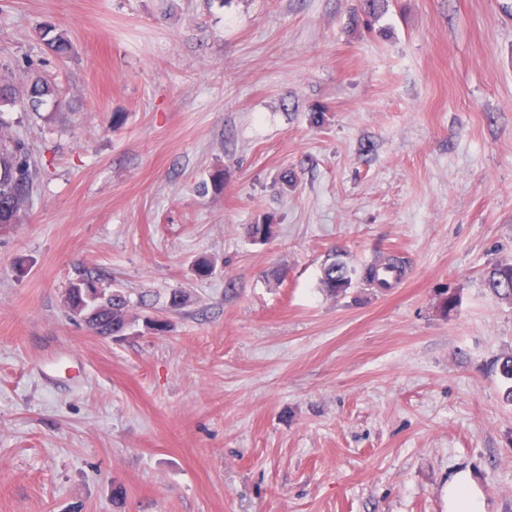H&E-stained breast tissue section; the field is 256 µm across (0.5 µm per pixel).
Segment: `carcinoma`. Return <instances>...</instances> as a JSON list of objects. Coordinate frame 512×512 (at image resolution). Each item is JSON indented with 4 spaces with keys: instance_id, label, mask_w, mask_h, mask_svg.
<instances>
[{
    "instance_id": "1",
    "label": "carcinoma",
    "mask_w": 512,
    "mask_h": 512,
    "mask_svg": "<svg viewBox=\"0 0 512 512\" xmlns=\"http://www.w3.org/2000/svg\"><path fill=\"white\" fill-rule=\"evenodd\" d=\"M52 93L51 86L33 77L20 86L0 84V107L17 102L38 111L43 97ZM37 174L35 161L24 144L0 134V224L3 228L19 223V213L28 203ZM352 283L346 265L334 261L324 267L322 288L331 296L345 293ZM484 287L500 299L512 301V263H498L484 276ZM65 302L69 311L98 336H122L128 329V300L120 290L99 288L92 279H80L70 285ZM501 379L506 385L504 400L512 404V352L496 360Z\"/></svg>"
}]
</instances>
